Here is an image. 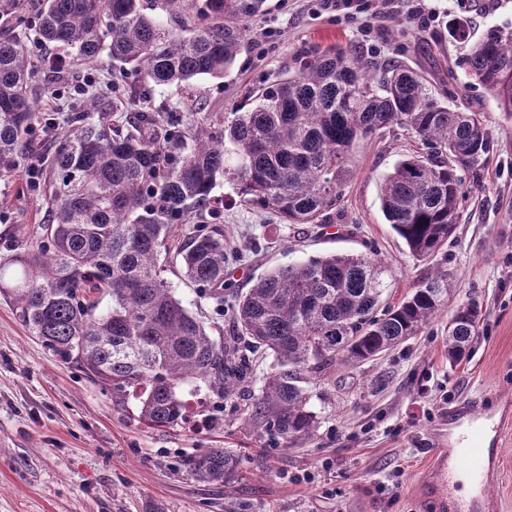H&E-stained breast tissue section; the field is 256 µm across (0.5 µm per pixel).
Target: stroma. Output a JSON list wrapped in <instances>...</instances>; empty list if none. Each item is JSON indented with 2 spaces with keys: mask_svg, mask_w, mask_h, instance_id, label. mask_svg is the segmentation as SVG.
Instances as JSON below:
<instances>
[{
  "mask_svg": "<svg viewBox=\"0 0 512 512\" xmlns=\"http://www.w3.org/2000/svg\"><path fill=\"white\" fill-rule=\"evenodd\" d=\"M425 3L435 12L430 28L414 26L400 9L378 15L366 36L317 0H265L223 77L155 93L153 103L162 112L226 113L278 83L302 57L339 45L420 69L440 99L485 113L493 148L481 187L462 200L454 236L426 262L386 223L379 199L383 177L420 148L406 131L360 144L327 228L285 224L241 206L228 182L214 190L230 246L227 287L249 288L268 269L311 257L362 254L384 263L382 302L393 305L439 268L452 288L449 306L469 296L483 305L465 358L449 363V317L441 315L378 360L337 366L312 390L313 438L268 448L231 401L220 425L201 410L191 428L143 426L133 399L59 362L0 295V512H224L231 503L244 512H434L423 492L430 451L447 447L448 409L460 402L509 420L491 489L497 512H512V115L467 77L466 49L448 33L455 22L467 24L474 41L490 28H512V0L494 10L488 0ZM266 27L276 35L262 55L254 41ZM47 194L27 188L22 171L0 175V257L46 223ZM201 448L238 455L237 478L209 484L191 477L181 461Z\"/></svg>",
  "mask_w": 512,
  "mask_h": 512,
  "instance_id": "stroma-1",
  "label": "stroma"
}]
</instances>
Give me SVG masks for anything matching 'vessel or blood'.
Segmentation results:
<instances>
[{"instance_id":"obj_1","label":"vessel or blood","mask_w":512,"mask_h":512,"mask_svg":"<svg viewBox=\"0 0 512 512\" xmlns=\"http://www.w3.org/2000/svg\"><path fill=\"white\" fill-rule=\"evenodd\" d=\"M504 419L493 412L462 414L448 423V445L436 449L431 457L430 473L435 485L453 486L465 476L471 489L468 500L452 495L438 500V512H494L495 500L488 494L490 474L495 467Z\"/></svg>"}]
</instances>
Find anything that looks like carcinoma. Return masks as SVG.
Here are the masks:
<instances>
[{
    "label": "carcinoma",
    "mask_w": 512,
    "mask_h": 512,
    "mask_svg": "<svg viewBox=\"0 0 512 512\" xmlns=\"http://www.w3.org/2000/svg\"><path fill=\"white\" fill-rule=\"evenodd\" d=\"M23 0H0V20L20 17ZM265 0H201L197 19L159 24L143 0H42L36 34L66 51L67 61L107 56L130 66L150 88L182 89L231 67L246 23ZM469 77L512 115V29L495 27L469 41ZM66 74L54 59L36 64L24 41L0 36V171L27 164L37 111L30 82L37 69ZM402 128L426 152L398 161L380 185L384 218L419 262L455 232L465 185L479 182L493 145L480 112L441 101L421 71L399 61L374 66L351 48L301 60L231 116L186 118L150 109L114 120L96 93L43 164L51 218L27 250L0 261V293L63 364H73L132 397L149 428L186 422L181 390L207 392L213 421L224 400L246 401L247 421L274 448L310 440L316 428L311 390L336 366L364 363L399 346L448 308V274L421 279L378 315L385 290L381 261L334 254L276 267L245 291L231 292L224 323V231L193 225L172 247V228L214 216L213 191L234 183L240 202L285 224L336 223V202L360 141ZM180 268L197 297L212 306L205 322L186 308L164 277ZM482 305L459 303L448 321V361L461 360L477 335ZM273 358L250 390L257 353ZM195 479L226 483L238 457L222 448L182 461Z\"/></svg>",
    "instance_id": "1"
}]
</instances>
